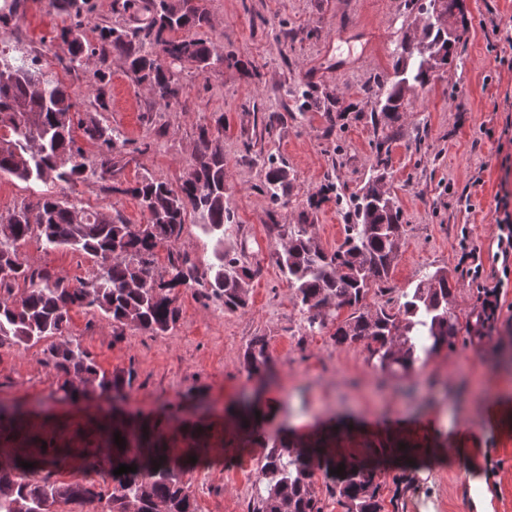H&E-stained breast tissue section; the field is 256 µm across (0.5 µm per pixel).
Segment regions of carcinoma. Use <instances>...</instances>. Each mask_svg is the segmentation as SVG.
<instances>
[{"mask_svg":"<svg viewBox=\"0 0 512 512\" xmlns=\"http://www.w3.org/2000/svg\"><path fill=\"white\" fill-rule=\"evenodd\" d=\"M457 8L459 0H429L428 6L418 7L423 24L402 45L396 81L384 96L370 86L364 90L375 122L392 127L408 105V96L434 80L425 64L448 42L445 23ZM122 9L142 13L141 25L132 30L112 27L103 39L159 105L170 106L178 95L173 75L178 64L189 61L203 72L224 64V55L214 45L174 36L208 23L207 12L194 0H123ZM59 39L70 65L82 66L86 45L81 25L62 30ZM318 100L317 88L305 84L295 94L296 111L307 112ZM79 105V94L48 75L39 59L15 58L0 49V176L43 184L112 177L126 139L97 121L76 120ZM77 128L87 141L99 145L92 162L76 143ZM289 184L285 162L269 156L263 192L276 203ZM123 192L139 200L144 223L116 222L52 193L40 194L34 208L24 205L6 218L0 216V346L53 339L45 352L63 398L71 401L79 393L87 398L92 392L120 400L131 385L129 378L99 370L65 338L73 309L106 315L119 338L128 325L155 335L167 333L178 309L165 290L178 286L201 289L229 312L247 306L245 284L252 269L237 253L224 249L225 225L236 220L224 200L223 117L215 120V127L200 129L193 168L179 186L143 176ZM329 192L335 193L346 220L342 244L324 250L314 225L304 220L288 225V240L275 257L294 290L306 330L316 334L333 326L338 345L364 341L369 360L392 373H408L453 346L460 326L448 308L453 286L445 268L426 273L414 288L402 292L403 302L396 309L364 310L363 300L372 287L388 280L403 234L384 177L370 179L362 193L350 196L330 184L321 199ZM192 212L203 220L204 232L216 238L215 262L201 270L188 255L170 252L168 280L159 282L157 247L177 242ZM33 235L47 250L70 248L93 257L95 274L71 285L47 270L31 268L20 259L19 247ZM20 282L28 288L18 295L15 286ZM345 308L352 313L341 321L339 313ZM243 364L250 375L271 372L264 337L256 336L246 346ZM234 417L245 430L253 431L258 424L252 407L235 411ZM26 421L20 405H0V437ZM99 431L112 448V468L126 464L137 467L136 472L112 476L110 489L92 477L53 481L52 474L69 451L43 440L36 455H0V512H60V506L69 504L86 512H196L175 449L146 445V427L130 421L104 422ZM116 432L125 440L122 448L115 443ZM23 462L33 467L25 469ZM340 466L345 470L333 479L331 489L347 512H380L373 471L337 460L317 445L286 438L273 443L259 460L262 487L251 512H318L311 488L314 469L328 472Z\"/></svg>","mask_w":512,"mask_h":512,"instance_id":"carcinoma-1","label":"carcinoma"}]
</instances>
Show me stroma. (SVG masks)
Here are the masks:
<instances>
[{
    "mask_svg": "<svg viewBox=\"0 0 512 512\" xmlns=\"http://www.w3.org/2000/svg\"><path fill=\"white\" fill-rule=\"evenodd\" d=\"M18 17L0 24V48L39 57L47 71L80 94V119L120 130L127 144L106 181L41 187L0 178V215L36 203L41 191L77 206L140 224L145 215L126 194L142 175L179 185L192 168L200 127L223 119L226 199L236 222L224 238L249 267L248 305L228 312L219 301L179 287L173 329L154 335L129 325L122 337L97 312L72 310L67 335L109 373L132 383L122 407L156 423L168 447L197 459L185 474L197 512H249L259 486L263 442L320 441L335 457L374 468L381 512H475L486 497L491 512H512V286L499 317L480 325L483 295L459 263L457 242L468 232L485 266H492L498 228L496 198L512 195V0H463L466 29L454 62L411 100L396 124L385 181L400 210L401 255L390 277L365 299L368 309L397 307L401 292L425 272L447 268L456 284L450 306L461 325L443 349L406 376L383 373L364 344L336 345L330 331L306 334L293 291L275 262L289 225L309 218L318 243L333 250L344 238L335 200H322L327 184L344 194L375 176L377 135L363 90L394 77V64L416 27L406 0H196L211 23L198 37L220 46L224 66L203 72L177 66L179 95L162 109L115 55L101 56L104 30L138 26L117 0H89L81 14L46 11L42 0H19ZM81 25L94 55L73 71L57 48L65 28ZM105 75L96 81L95 72ZM333 94L336 123L323 112H294L302 84ZM106 107H99V100ZM286 161L292 178L283 203L260 186L269 156ZM320 199L310 209V199ZM188 215L174 247L199 267L213 260L212 243ZM33 268L71 284L91 279L94 260L81 252L45 251L37 238L20 247ZM266 337L277 376L249 379L243 352ZM274 401L277 415L256 432L230 415L243 399ZM37 407L35 430L72 454L54 472L57 481L83 476L82 448H99L94 422L111 414L97 396L61 399L43 345L0 348V403Z\"/></svg>",
    "mask_w": 512,
    "mask_h": 512,
    "instance_id": "1",
    "label": "stroma"
}]
</instances>
